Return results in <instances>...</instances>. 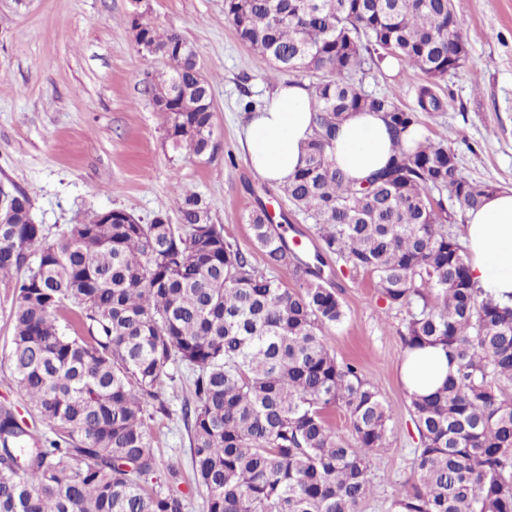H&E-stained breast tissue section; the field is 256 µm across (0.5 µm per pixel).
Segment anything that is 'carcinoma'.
I'll list each match as a JSON object with an SVG mask.
<instances>
[{
	"label": "carcinoma",
	"mask_w": 512,
	"mask_h": 512,
	"mask_svg": "<svg viewBox=\"0 0 512 512\" xmlns=\"http://www.w3.org/2000/svg\"><path fill=\"white\" fill-rule=\"evenodd\" d=\"M239 38L271 77L309 79L315 104L305 163L280 187L312 221L310 256L272 223L262 201L248 213L250 252L224 235L200 194L176 187L180 223L71 224L49 237L29 222L31 202L9 192L0 223V282L16 296L8 361L37 434L0 404V512H185L183 471L152 448L144 404L169 414L183 364L192 372L181 412L206 512H357L371 493L369 456L388 445L392 414L358 367L327 348L342 301L325 277L334 256L368 276L386 309L406 310L404 348L442 346L456 374L410 401L419 447L416 480L390 512H512V303L471 281L448 192L475 209L491 186L463 177L454 151L420 133V113L442 112L448 72L467 64L464 20L448 0H224ZM138 52L166 69L148 88L173 149H212L210 82L195 47L135 18ZM419 70L415 105L363 90V64ZM201 105L183 111L177 101ZM354 112L389 119L394 154L359 184L334 165L333 139ZM286 273L294 287L284 285ZM336 409L356 445L328 420Z\"/></svg>",
	"instance_id": "1"
}]
</instances>
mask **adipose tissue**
<instances>
[{
	"mask_svg": "<svg viewBox=\"0 0 512 512\" xmlns=\"http://www.w3.org/2000/svg\"><path fill=\"white\" fill-rule=\"evenodd\" d=\"M312 95L305 85L280 81L265 107L249 115L241 138L253 171L284 184L301 164L312 134ZM348 178L366 179L391 156L387 120L376 112H356L341 125L331 152ZM469 274L497 299L512 296V189L490 193L480 209L469 211L464 230ZM456 367L439 346L407 351L401 364L406 397L435 392Z\"/></svg>",
	"mask_w": 512,
	"mask_h": 512,
	"instance_id": "adipose-tissue-1",
	"label": "adipose tissue"
}]
</instances>
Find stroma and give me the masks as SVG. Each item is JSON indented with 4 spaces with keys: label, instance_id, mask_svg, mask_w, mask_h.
Masks as SVG:
<instances>
[{
    "label": "stroma",
    "instance_id": "stroma-1",
    "mask_svg": "<svg viewBox=\"0 0 512 512\" xmlns=\"http://www.w3.org/2000/svg\"><path fill=\"white\" fill-rule=\"evenodd\" d=\"M192 43L212 86L215 150L201 157L173 151L165 121L147 94L164 68L137 51L134 9ZM465 20L468 63L440 84L445 111L422 115L424 131L458 155L461 174L512 188V0H454ZM269 65L237 37L224 0H0V185L31 198L35 223L47 232L85 224L96 213L123 210L147 224L160 214L178 222L173 192L184 185L209 203L214 223L254 261L246 215L262 181L242 151L238 131L246 103L262 107L275 82ZM419 71L367 70V92L398 91L415 102ZM344 305L341 324L324 341L337 359L355 363L392 412L387 447L370 457L372 493L358 512H388L397 489L414 482L418 435L399 382L405 311H384L371 281L334 264ZM13 288L0 282V403L25 412L9 379ZM181 402L169 414L145 403L161 460L177 458L188 512H203L204 490L191 473Z\"/></svg>",
    "mask_w": 512,
    "mask_h": 512
}]
</instances>
